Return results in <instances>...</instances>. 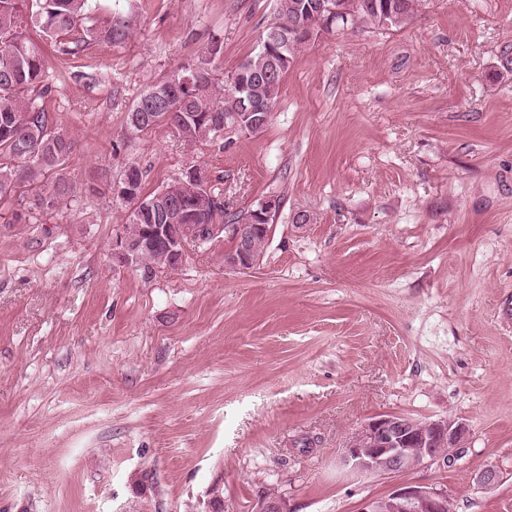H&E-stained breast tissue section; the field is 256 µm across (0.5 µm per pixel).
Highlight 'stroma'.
Segmentation results:
<instances>
[{
  "label": "stroma",
  "mask_w": 512,
  "mask_h": 512,
  "mask_svg": "<svg viewBox=\"0 0 512 512\" xmlns=\"http://www.w3.org/2000/svg\"><path fill=\"white\" fill-rule=\"evenodd\" d=\"M276 17L98 0L84 47L52 53L73 192L0 200V512H359L395 480L340 454L382 415L465 423L404 481L512 512V0L315 33L259 133L129 129L149 86L214 41L226 77ZM114 18L125 42L99 33ZM127 162L150 191L198 166L241 215L276 199L259 263L225 267L224 237L174 268L113 262Z\"/></svg>",
  "instance_id": "1"
}]
</instances>
